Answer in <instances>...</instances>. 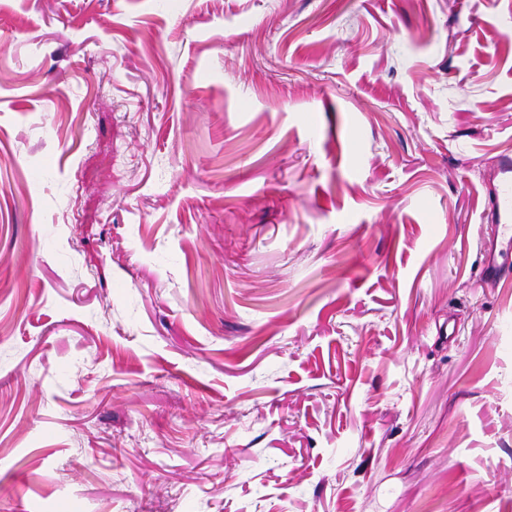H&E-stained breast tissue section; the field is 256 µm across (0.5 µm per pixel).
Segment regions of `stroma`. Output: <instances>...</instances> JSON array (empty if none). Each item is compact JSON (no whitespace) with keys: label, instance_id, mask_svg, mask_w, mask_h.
Wrapping results in <instances>:
<instances>
[{"label":"stroma","instance_id":"1","mask_svg":"<svg viewBox=\"0 0 512 512\" xmlns=\"http://www.w3.org/2000/svg\"><path fill=\"white\" fill-rule=\"evenodd\" d=\"M503 154L512 0H0V512H512ZM485 223L490 233L482 239L483 265L481 279L499 282L512 274V156L499 161L496 183L489 195Z\"/></svg>","mask_w":512,"mask_h":512}]
</instances>
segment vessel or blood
Returning <instances> with one entry per match:
<instances>
[{"label":"vessel or blood","instance_id":"obj_1","mask_svg":"<svg viewBox=\"0 0 512 512\" xmlns=\"http://www.w3.org/2000/svg\"><path fill=\"white\" fill-rule=\"evenodd\" d=\"M485 222L490 232L482 239L481 277L499 282L512 277V156L499 161L496 182L489 195Z\"/></svg>","mask_w":512,"mask_h":512}]
</instances>
